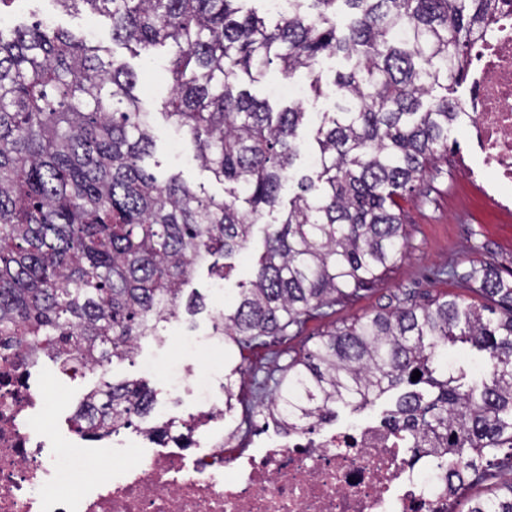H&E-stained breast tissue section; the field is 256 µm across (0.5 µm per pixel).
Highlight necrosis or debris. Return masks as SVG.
I'll return each mask as SVG.
<instances>
[{
  "label": "necrosis or debris",
  "mask_w": 512,
  "mask_h": 512,
  "mask_svg": "<svg viewBox=\"0 0 512 512\" xmlns=\"http://www.w3.org/2000/svg\"><path fill=\"white\" fill-rule=\"evenodd\" d=\"M461 125L470 192L512 223V0H498L463 62ZM18 350L0 348V512H450L456 491L429 442L383 422L332 420L244 448L224 428L209 369L190 383L194 412L162 425L102 428L88 392L66 436L48 387L33 388Z\"/></svg>",
  "instance_id": "necrosis-or-debris-1"
}]
</instances>
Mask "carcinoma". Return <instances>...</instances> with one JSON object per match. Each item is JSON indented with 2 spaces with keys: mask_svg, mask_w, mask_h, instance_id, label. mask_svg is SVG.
Listing matches in <instances>:
<instances>
[{
  "mask_svg": "<svg viewBox=\"0 0 512 512\" xmlns=\"http://www.w3.org/2000/svg\"><path fill=\"white\" fill-rule=\"evenodd\" d=\"M112 20V41L133 54L171 44V96L161 116L181 130L200 167L229 195L151 169V113L138 75L109 49L35 22L0 31V340L25 348L26 368L47 356L99 371L133 359L137 339L203 305L183 303L196 264L245 249L267 212L249 285L213 318L224 350L286 336L354 295L402 256L400 200L448 160L463 58L496 0H292L275 24L245 0H55ZM349 66L324 77L322 59ZM307 74L322 113L313 168L295 177L302 104L251 94L272 66ZM296 190L283 202V182ZM502 314L456 300L406 303L331 331L264 382L258 411L288 425L361 412L403 384L387 421L413 435L448 432L451 457L492 487L467 512H512V484L490 467L512 464V281L492 269L459 275ZM468 344L487 375L448 371V346ZM421 377L413 381V371ZM224 374V423L241 388ZM103 422L133 423L155 391L141 379L99 383Z\"/></svg>",
  "mask_w": 512,
  "mask_h": 512,
  "instance_id": "carcinoma-1",
  "label": "carcinoma"
}]
</instances>
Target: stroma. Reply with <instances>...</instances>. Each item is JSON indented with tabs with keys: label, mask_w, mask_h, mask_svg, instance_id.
I'll return each mask as SVG.
<instances>
[{
	"label": "stroma",
	"mask_w": 512,
	"mask_h": 512,
	"mask_svg": "<svg viewBox=\"0 0 512 512\" xmlns=\"http://www.w3.org/2000/svg\"><path fill=\"white\" fill-rule=\"evenodd\" d=\"M47 16L52 17L56 27L78 36L92 35L94 42L112 47L115 55L138 73L144 108L160 111L165 90L170 86L164 64L172 52L171 46L132 55L123 45L113 43L112 24L108 19L85 11H64L55 0H19L18 5L0 14V26L22 27ZM155 135L156 156L162 171L181 174L188 183L204 186L208 194L224 196L223 184L201 170L181 132L160 119L156 122ZM448 138L459 145L458 151L450 155V164L429 169L424 177L425 192L413 193L401 202L408 240L402 258L356 295L343 299L324 314L309 318L294 335L268 338L266 345L244 359L238 353L217 347L210 336L212 316L223 309L225 300L237 294L242 283L251 279L263 251L265 228L279 218L273 212L265 214L261 223L256 224L247 249L229 258L230 268L224 280H214L207 264L196 266L188 287L205 296V311L193 317L182 316L178 325L164 330L162 340L143 342L133 361L114 362L106 374H89L74 381L64 379L58 365L45 358L34 369L33 380L60 377L68 405L73 408L100 380L119 382L140 378L156 391L158 401L178 398L181 411L188 412L196 399L183 381L188 371L206 363L220 374L240 365L244 368L245 381L243 406L251 409L260 402L255 392V377L273 373L277 366L312 348L320 336L334 328L392 310L405 301L426 304L455 298L484 304V297L469 289L459 274L470 267L489 264L511 281L512 223H498L496 217L483 212L479 198L468 193L458 173L461 156L468 151V141L459 128L452 129ZM453 269L458 272L454 278L449 275Z\"/></svg>",
	"instance_id": "stroma-1"
}]
</instances>
